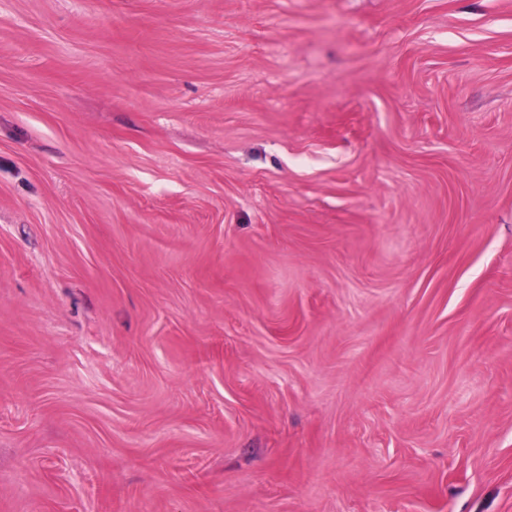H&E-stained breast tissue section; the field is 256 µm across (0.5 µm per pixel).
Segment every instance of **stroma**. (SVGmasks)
I'll return each instance as SVG.
<instances>
[{"label":"stroma","mask_w":512,"mask_h":512,"mask_svg":"<svg viewBox=\"0 0 512 512\" xmlns=\"http://www.w3.org/2000/svg\"><path fill=\"white\" fill-rule=\"evenodd\" d=\"M0 512H512V0H0Z\"/></svg>","instance_id":"1"}]
</instances>
